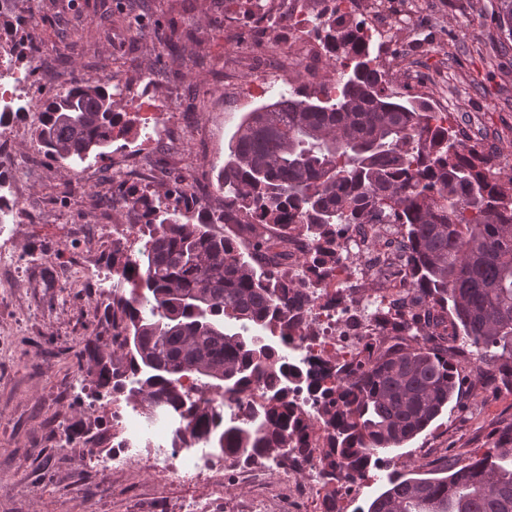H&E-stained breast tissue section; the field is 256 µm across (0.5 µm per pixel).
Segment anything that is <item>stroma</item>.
Here are the masks:
<instances>
[{"label":"stroma","instance_id":"1","mask_svg":"<svg viewBox=\"0 0 512 512\" xmlns=\"http://www.w3.org/2000/svg\"><path fill=\"white\" fill-rule=\"evenodd\" d=\"M308 22L281 37L271 23L275 0H41L28 37L38 46L39 74L56 75L59 89L76 81L116 75L145 97L167 106L170 152L155 151L163 190L172 170L193 194L177 208L190 222L209 221L203 198L215 194L224 146L243 116L271 102L282 81L268 74L289 45L321 41L318 17L333 0H304ZM174 20L184 49L169 57L161 17ZM384 17L388 28L372 43L389 64L391 87L427 92L436 110L450 108L452 127L494 154L497 169L512 171V49L501 46L493 0H365L346 24ZM127 130L107 156L66 167L41 156L38 116L25 119L13 166L21 170L26 221L0 235V250L16 271L0 285V512H183L210 501L216 512H282L288 484L272 475L261 485L228 476L184 481L134 464L98 471L88 454L109 451L116 425L113 399L98 388V366L87 342L113 351L114 299L126 283L101 287L113 259L137 256L147 236L125 235L126 215L108 203L117 159L148 141L135 105L117 98ZM464 379L458 398L422 434L385 455L336 501V512H356L384 491L389 477H431L452 456L483 452L512 424V391L485 394L472 372L471 353L458 355ZM68 431L67 444L58 433Z\"/></svg>","mask_w":512,"mask_h":512}]
</instances>
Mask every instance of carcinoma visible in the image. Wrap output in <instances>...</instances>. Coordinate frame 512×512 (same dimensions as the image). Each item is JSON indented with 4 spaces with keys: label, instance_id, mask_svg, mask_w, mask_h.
I'll return each mask as SVG.
<instances>
[{
    "label": "carcinoma",
    "instance_id": "cac0c4a2",
    "mask_svg": "<svg viewBox=\"0 0 512 512\" xmlns=\"http://www.w3.org/2000/svg\"><path fill=\"white\" fill-rule=\"evenodd\" d=\"M495 17L512 39V0H496ZM342 20L332 12L318 22L333 85L280 94L247 113L228 142L218 174L224 211L252 243L242 246L213 222H185L176 209L154 210L144 250L112 264L131 285L114 305L123 320L118 349L140 376L129 396L142 412L182 405L185 376L225 395L262 383L269 393L260 413L242 423L211 429L210 406L192 403L191 434L226 454L286 457L311 425L289 389L307 378L282 365L278 342L300 331L317 281L296 280L258 253L286 255L288 243L306 241L302 263L326 277L354 258L352 226L401 228L412 308L394 305L376 320L405 342L378 353L365 345L319 390L327 512L379 454L403 447L448 408L463 385L453 360L463 346L477 350L476 374L484 364L493 388L512 389V173L498 176L494 157L425 99L395 97L366 24ZM110 87L101 77L38 90L36 135L50 158L78 165L107 154L112 131L124 126ZM446 322L448 346H429ZM129 336L133 350L125 351ZM86 353L101 367L97 387L109 386L116 353L91 342ZM443 471L390 478L357 512H512V426L482 455L450 458Z\"/></svg>",
    "mask_w": 512,
    "mask_h": 512
}]
</instances>
